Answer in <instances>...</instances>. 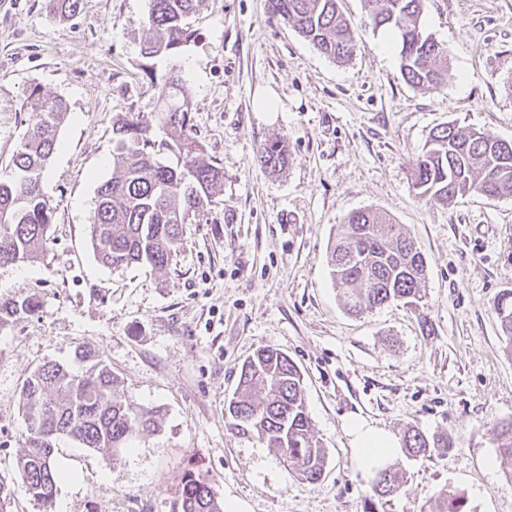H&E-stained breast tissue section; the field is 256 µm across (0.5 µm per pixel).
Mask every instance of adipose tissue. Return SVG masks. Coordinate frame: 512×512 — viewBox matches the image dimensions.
<instances>
[{"label":"adipose tissue","instance_id":"adipose-tissue-1","mask_svg":"<svg viewBox=\"0 0 512 512\" xmlns=\"http://www.w3.org/2000/svg\"><path fill=\"white\" fill-rule=\"evenodd\" d=\"M345 430L358 467L364 473L376 472L399 453L396 438L362 416L349 417Z\"/></svg>","mask_w":512,"mask_h":512}]
</instances>
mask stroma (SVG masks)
<instances>
[{
	"label": "stroma",
	"instance_id": "1",
	"mask_svg": "<svg viewBox=\"0 0 512 512\" xmlns=\"http://www.w3.org/2000/svg\"><path fill=\"white\" fill-rule=\"evenodd\" d=\"M341 8L357 44L346 64L272 16L267 0H206L188 20L194 38L151 62L140 51L149 0H82L67 21L44 0H0V173L27 129L30 86L69 105L42 181L55 209L46 243L34 262L0 268V298L42 302L38 315L0 328V478L12 486L11 512H43L15 478L21 387L80 344L100 353L131 401L162 413L157 431L116 458L61 438L68 475L55 512H179L189 470L240 512H430L446 491L464 497L465 512H512L495 437L512 420V357L493 311L512 289V197L467 195L448 207L412 184L433 128L455 122L512 140V0H426L422 26L451 71L437 90L404 81L364 0ZM172 69L192 135L224 183L166 270L110 269L88 229L96 189L113 173L112 124L157 111ZM278 136L288 163L272 174L257 150ZM362 209L388 214L424 254L419 308L344 310L328 252L337 224ZM267 346L303 375L328 452L316 484L228 425L240 367ZM352 413L398 438L410 426L445 432L454 446L398 455L400 491L375 498L344 431Z\"/></svg>",
	"mask_w": 512,
	"mask_h": 512
}]
</instances>
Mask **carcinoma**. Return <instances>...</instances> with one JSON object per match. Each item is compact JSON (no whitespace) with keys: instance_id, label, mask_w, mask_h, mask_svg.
<instances>
[{"instance_id":"carcinoma-1","label":"carcinoma","mask_w":512,"mask_h":512,"mask_svg":"<svg viewBox=\"0 0 512 512\" xmlns=\"http://www.w3.org/2000/svg\"><path fill=\"white\" fill-rule=\"evenodd\" d=\"M81 0H45L53 16L68 20ZM204 0H151L142 22L141 53L154 58L178 52L192 38L188 16ZM425 0H366L373 30H389L399 46L400 71L410 85L438 89L451 77L438 43L425 34L421 17ZM273 14L290 23L301 37L325 56L350 61L356 43L350 21L338 0H268ZM170 94L148 119L137 114L112 127V177L96 190L89 235L97 260L107 268L147 265L165 269L180 247L187 224L199 215L224 181L217 166L191 135L193 115L181 96L182 78L166 77ZM28 127L12 156L10 172L0 176V267L32 262L40 254L54 208L41 183L68 116L63 98L45 97L30 87L23 103ZM164 133L154 139V127ZM175 153L183 167L163 163L155 147ZM288 160V145L276 137L258 151V161L270 172ZM413 185L429 201L451 204L465 194L487 198L512 196V141L481 130L448 124L429 135L418 157ZM330 274L341 286L344 307L359 313L391 301L412 306L425 297L427 261L414 239L385 215L358 210L338 225L328 255ZM34 295L0 299V327L40 312ZM505 352L512 355V289L503 290L494 304ZM46 362L25 380L21 389L25 426L24 448L17 459V477L44 512H53L62 472L57 465L59 437L83 448L111 456L131 448V440L158 428L160 410L127 399L112 368L94 350L79 345L73 364ZM230 425L252 433L278 451L304 483L313 485L324 474L326 450L315 438L303 392V378L284 352L264 348L240 369L237 389L227 404ZM501 462L512 477V421L496 425ZM453 448L446 433L427 436L411 426L402 449L409 455H445ZM399 488L391 467L377 472L371 487L383 497ZM181 512H223L209 484L197 473L181 481ZM431 512H463V498L443 494Z\"/></svg>"}]
</instances>
